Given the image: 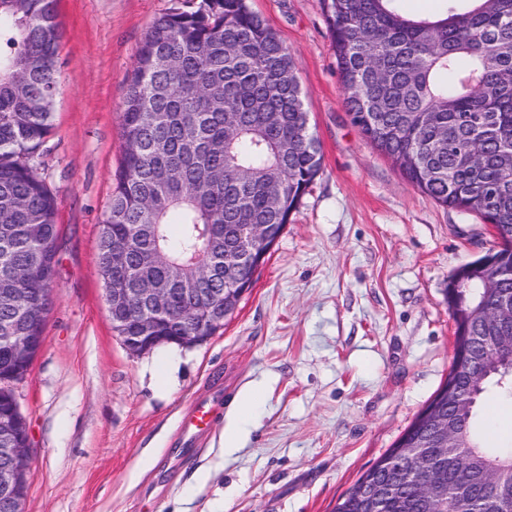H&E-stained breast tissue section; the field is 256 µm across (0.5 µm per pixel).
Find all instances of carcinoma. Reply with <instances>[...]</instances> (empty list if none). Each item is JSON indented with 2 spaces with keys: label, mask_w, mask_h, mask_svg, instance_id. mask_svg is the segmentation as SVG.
Listing matches in <instances>:
<instances>
[{
  "label": "carcinoma",
  "mask_w": 512,
  "mask_h": 512,
  "mask_svg": "<svg viewBox=\"0 0 512 512\" xmlns=\"http://www.w3.org/2000/svg\"><path fill=\"white\" fill-rule=\"evenodd\" d=\"M401 0H323L352 123L438 205L475 212L512 242V0H440L424 17ZM57 0H0V326L19 334L39 310L27 288L54 283L56 202L32 160L53 128L61 30ZM123 157L100 232L101 272L124 288L224 291L252 286L255 268L233 269L239 225L263 224L269 242L321 170L294 54L247 0H198L150 26L120 107ZM180 225L170 237L169 225ZM126 266L112 268V252ZM468 287L446 289L455 335L468 337L427 404L452 419L457 400L512 398V375L487 349L512 335V245L459 267ZM161 317L157 334L191 333ZM474 406L457 447L443 456L415 417L336 504L334 512H456L467 487L475 512H512V492L488 483L512 469V450L490 448ZM429 458L442 493L419 490Z\"/></svg>",
  "instance_id": "obj_1"
}]
</instances>
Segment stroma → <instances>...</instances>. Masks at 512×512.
I'll list each match as a JSON object with an SVG mask.
<instances>
[{"label": "stroma", "mask_w": 512, "mask_h": 512, "mask_svg": "<svg viewBox=\"0 0 512 512\" xmlns=\"http://www.w3.org/2000/svg\"><path fill=\"white\" fill-rule=\"evenodd\" d=\"M187 4L58 0L60 93L35 164L56 198L59 262L43 346L15 386L30 437L23 512H333L447 378L448 281L497 244L352 124L322 0H250L296 57L321 170L223 329L128 351L98 268L119 109L151 23ZM254 388L262 403L235 421ZM199 400L215 421L183 437ZM232 430L244 442L227 454Z\"/></svg>", "instance_id": "stroma-1"}]
</instances>
